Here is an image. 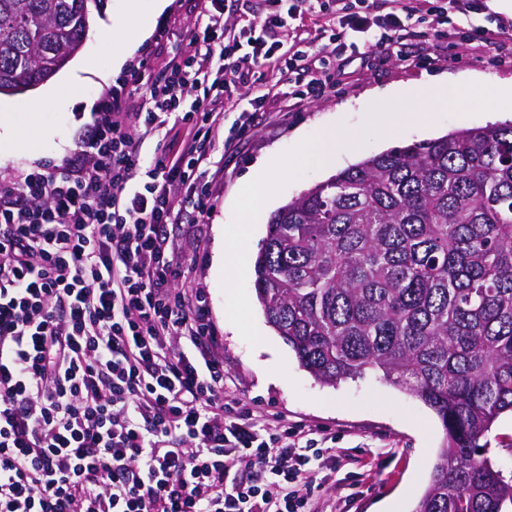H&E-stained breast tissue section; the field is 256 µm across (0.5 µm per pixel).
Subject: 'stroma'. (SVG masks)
<instances>
[{
  "label": "stroma",
  "instance_id": "35a3bbf8",
  "mask_svg": "<svg viewBox=\"0 0 512 512\" xmlns=\"http://www.w3.org/2000/svg\"><path fill=\"white\" fill-rule=\"evenodd\" d=\"M493 18L482 14L449 13V27L465 23L491 29L494 43L441 44L429 50L420 40L404 48L424 63L378 61L362 66L352 61L334 90L319 100L297 104L288 97L290 85L307 81V74L290 76L269 72L266 83L274 97L263 103L249 133L224 153V170L210 182L211 209L198 218L183 215L168 228L169 247L181 267L173 283L181 292L204 295L208 317L218 332L215 356L224 364V392L242 402L287 418L289 423L329 430L335 440L316 475L314 494L330 500L343 512H411L430 480L443 442L440 423L430 409L406 391L375 377L345 382L331 388L320 385L303 370L288 345L267 324L254 290L253 268L243 269L233 286L212 268L216 236H223L229 261L238 259L240 207L250 192L249 177L259 162L287 167L276 187L275 206H283L332 172L358 161L423 138H438L450 131L512 119V29L498 30L497 0H486ZM139 0H104L93 12L90 38L75 57L49 81L13 96H0V113H11L23 133L0 144V182L17 181L35 165L72 156L96 116L97 103L122 68L113 66L112 54L120 44L112 20L124 16L135 22ZM197 0H169L157 26L169 33L168 43L152 57L153 68L163 67L173 54L188 47V34L198 20ZM474 75L477 83L465 91V103L440 108L422 104L432 113L428 133L411 125L406 104L385 99V92L404 90L435 76ZM38 104L39 130H27L24 107ZM394 113L397 126L388 131L373 123V112ZM336 126L346 139L336 152L331 170L309 165L295 142L296 135L316 139L323 126ZM250 312L254 330L234 318Z\"/></svg>",
  "mask_w": 512,
  "mask_h": 512
}]
</instances>
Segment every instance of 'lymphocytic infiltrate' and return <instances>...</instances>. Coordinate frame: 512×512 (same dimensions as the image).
<instances>
[{
  "label": "lymphocytic infiltrate",
  "instance_id": "obj_1",
  "mask_svg": "<svg viewBox=\"0 0 512 512\" xmlns=\"http://www.w3.org/2000/svg\"><path fill=\"white\" fill-rule=\"evenodd\" d=\"M417 2L241 0L252 22L239 30L225 0H202L189 50L118 77L73 156L0 183V512H329L310 468L327 431L225 396L205 301L170 286L165 228L207 214L202 169L225 110L249 116L241 88L304 66L307 49L281 40L299 4L333 14L321 49L340 65L444 38L414 29ZM139 80L149 106L131 118ZM169 115L171 141L145 167L130 125Z\"/></svg>",
  "mask_w": 512,
  "mask_h": 512
}]
</instances>
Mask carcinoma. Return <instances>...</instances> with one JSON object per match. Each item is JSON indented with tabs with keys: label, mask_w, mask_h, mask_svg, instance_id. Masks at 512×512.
Masks as SVG:
<instances>
[{
	"label": "carcinoma",
	"mask_w": 512,
	"mask_h": 512,
	"mask_svg": "<svg viewBox=\"0 0 512 512\" xmlns=\"http://www.w3.org/2000/svg\"><path fill=\"white\" fill-rule=\"evenodd\" d=\"M103 0H0V85L45 82ZM266 322L323 385L368 374L438 417L413 512H509L480 440L512 413V121L370 156L279 208L254 264Z\"/></svg>",
	"instance_id": "carcinoma-1"
}]
</instances>
